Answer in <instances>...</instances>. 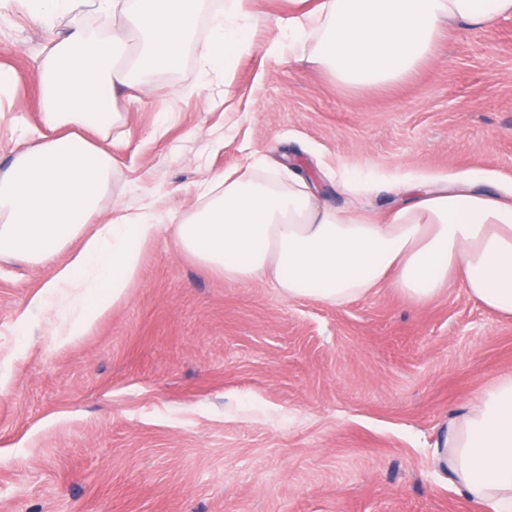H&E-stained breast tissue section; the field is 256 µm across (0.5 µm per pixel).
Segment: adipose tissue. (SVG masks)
I'll return each instance as SVG.
<instances>
[{
  "instance_id": "adipose-tissue-1",
  "label": "adipose tissue",
  "mask_w": 512,
  "mask_h": 512,
  "mask_svg": "<svg viewBox=\"0 0 512 512\" xmlns=\"http://www.w3.org/2000/svg\"><path fill=\"white\" fill-rule=\"evenodd\" d=\"M17 2L47 30L62 13L123 18L122 30L110 35L75 22L35 60L39 120L16 117L19 147L0 169V256L57 264L31 309L49 312L65 295L77 300L58 335H83L119 301L138 274L141 245L168 228L210 273L228 282L267 281L291 300L342 307L388 285L423 303L455 277L473 299L512 318V192L475 190L468 173L395 180L389 189L402 201L379 217L325 203L300 173L257 165L213 176L184 213L147 203L100 222L112 176V153L102 142L120 120L114 95L177 63L207 0ZM257 15V0H226L213 19L204 71L252 49ZM508 17L512 0H320L290 13L267 50L309 45L311 62L337 83L385 86L430 57L448 25L485 29ZM77 239L80 251L58 263ZM437 457L475 512H512V375L455 415Z\"/></svg>"
}]
</instances>
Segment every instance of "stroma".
<instances>
[{
	"label": "stroma",
	"mask_w": 512,
	"mask_h": 512,
	"mask_svg": "<svg viewBox=\"0 0 512 512\" xmlns=\"http://www.w3.org/2000/svg\"><path fill=\"white\" fill-rule=\"evenodd\" d=\"M209 0L178 64L117 91L104 209L182 212L205 179L258 161L300 167L339 207L381 214L412 172L512 186V17L448 28L404 81L349 88L307 51L266 45L291 0H259L256 46L201 72ZM0 15V107L37 122L33 58L51 34ZM373 173L350 198L336 168ZM0 258V512H474L433 451L453 416L512 374V318L452 280L425 303L391 287L336 308L213 275L166 232L125 298L58 344L29 302L53 273Z\"/></svg>",
	"instance_id": "1"
}]
</instances>
